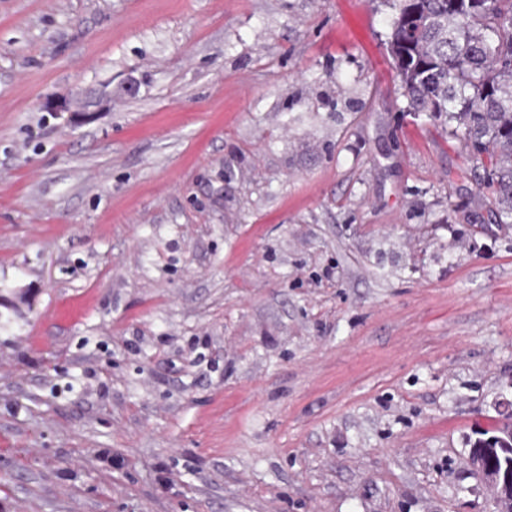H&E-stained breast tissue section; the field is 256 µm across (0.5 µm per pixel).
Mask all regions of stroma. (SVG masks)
Wrapping results in <instances>:
<instances>
[{"mask_svg": "<svg viewBox=\"0 0 512 512\" xmlns=\"http://www.w3.org/2000/svg\"><path fill=\"white\" fill-rule=\"evenodd\" d=\"M390 16L0 0V512H493L512 224Z\"/></svg>", "mask_w": 512, "mask_h": 512, "instance_id": "stroma-1", "label": "stroma"}]
</instances>
